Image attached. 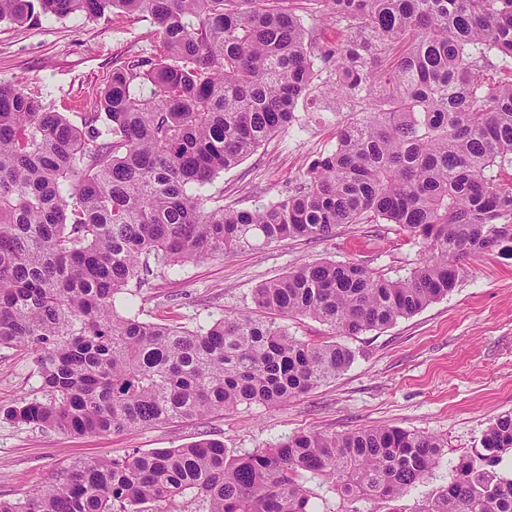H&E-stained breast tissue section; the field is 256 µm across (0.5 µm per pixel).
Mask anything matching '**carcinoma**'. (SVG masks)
I'll return each instance as SVG.
<instances>
[{
    "instance_id": "1",
    "label": "carcinoma",
    "mask_w": 512,
    "mask_h": 512,
    "mask_svg": "<svg viewBox=\"0 0 512 512\" xmlns=\"http://www.w3.org/2000/svg\"><path fill=\"white\" fill-rule=\"evenodd\" d=\"M0 0V21L146 15L154 59L112 70L81 124L0 86V347L32 355L43 395L4 409L66 435L120 433L307 394L355 360L346 339L446 297L471 255L512 260V0ZM149 82L144 97L133 86ZM343 116L336 146L287 196L251 210L200 189L296 120L299 101ZM396 224L423 245L407 276L302 263L253 290L265 313L206 327L151 323L128 287L157 268L246 247L321 239L342 224ZM334 336L309 342L282 320ZM448 441L394 426L292 434L237 453L216 439L77 460L0 512H336L399 500ZM512 413L413 512H512ZM282 322L288 325L290 333L303 340H328L333 336L328 326L309 318L297 317Z\"/></svg>"
}]
</instances>
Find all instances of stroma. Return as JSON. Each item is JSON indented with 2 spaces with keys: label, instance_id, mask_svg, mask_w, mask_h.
<instances>
[{
  "label": "stroma",
  "instance_id": "35a3bbf8",
  "mask_svg": "<svg viewBox=\"0 0 512 512\" xmlns=\"http://www.w3.org/2000/svg\"><path fill=\"white\" fill-rule=\"evenodd\" d=\"M159 53L147 17L0 22V84L38 97L75 122L114 67ZM335 144L334 113H300L298 123L221 172L203 192L240 209L277 201ZM422 256L421 245L396 225L343 224L324 239L287 240L159 270L147 283L131 285V312L144 321L204 327L225 315L254 312L253 289L304 262L353 261L396 279ZM348 344L355 360L345 372L279 407L254 404L228 414L82 436L35 430L0 413V496L25 498L78 459L118 458L200 439L250 451L303 430L341 433L387 425L448 441L442 462L403 499L413 512L447 485L457 456L479 447L488 425L512 411V261L493 255L471 259L447 297ZM40 385L29 354L0 348V406L37 396Z\"/></svg>",
  "mask_w": 512,
  "mask_h": 512
}]
</instances>
